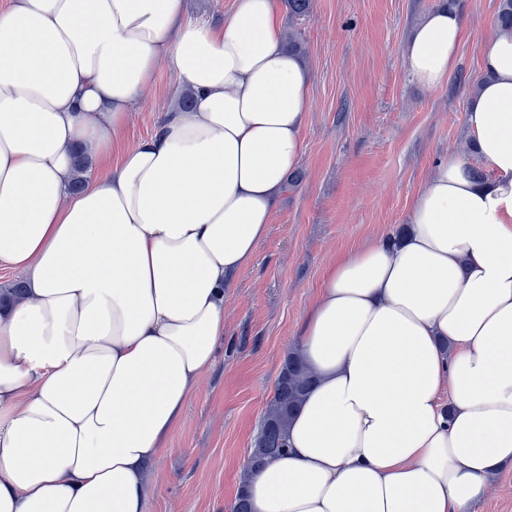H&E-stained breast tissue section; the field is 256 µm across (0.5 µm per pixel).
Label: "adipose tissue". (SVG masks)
Instances as JSON below:
<instances>
[{"label":"adipose tissue","mask_w":512,"mask_h":512,"mask_svg":"<svg viewBox=\"0 0 512 512\" xmlns=\"http://www.w3.org/2000/svg\"><path fill=\"white\" fill-rule=\"evenodd\" d=\"M281 0L223 24L181 0L0 7V512H144L148 467L212 366L225 290L253 262L304 151L310 75ZM454 8L405 46L432 89ZM193 95L100 161L160 65ZM467 110L494 172L449 153L396 237L335 261L298 350L317 378L286 453L248 470L251 512H472L512 465V33L484 47Z\"/></svg>","instance_id":"ef3b65f1"}]
</instances>
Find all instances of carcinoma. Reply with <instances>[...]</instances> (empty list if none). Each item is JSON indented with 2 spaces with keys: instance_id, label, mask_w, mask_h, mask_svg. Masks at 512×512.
Instances as JSON below:
<instances>
[{
  "instance_id": "1",
  "label": "carcinoma",
  "mask_w": 512,
  "mask_h": 512,
  "mask_svg": "<svg viewBox=\"0 0 512 512\" xmlns=\"http://www.w3.org/2000/svg\"><path fill=\"white\" fill-rule=\"evenodd\" d=\"M498 31L512 32V0H500L497 14ZM316 376L298 351L288 354L276 380L273 396L263 415L261 430L250 452V464L259 468L274 460L287 447L286 430Z\"/></svg>"
}]
</instances>
